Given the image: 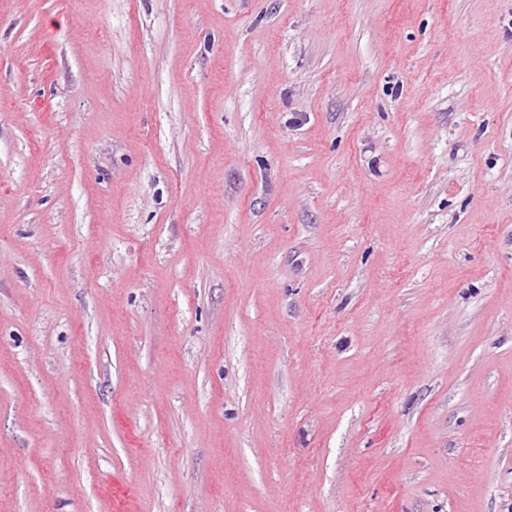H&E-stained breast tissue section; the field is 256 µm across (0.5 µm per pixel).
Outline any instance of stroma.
I'll return each mask as SVG.
<instances>
[{"instance_id": "obj_1", "label": "stroma", "mask_w": 512, "mask_h": 512, "mask_svg": "<svg viewBox=\"0 0 512 512\" xmlns=\"http://www.w3.org/2000/svg\"><path fill=\"white\" fill-rule=\"evenodd\" d=\"M512 0H0V512H507Z\"/></svg>"}]
</instances>
